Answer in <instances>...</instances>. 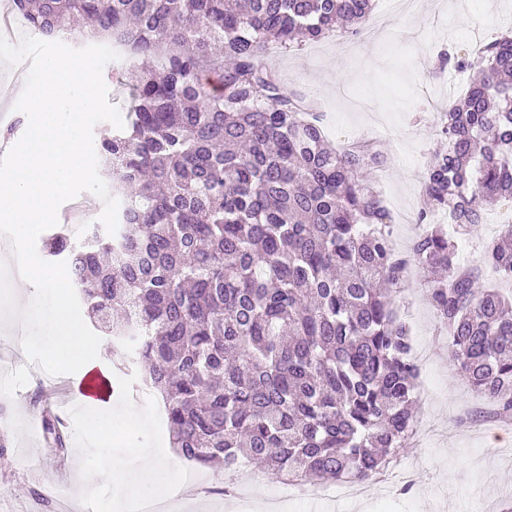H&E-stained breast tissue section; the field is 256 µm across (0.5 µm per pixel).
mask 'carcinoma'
<instances>
[{"instance_id": "carcinoma-1", "label": "carcinoma", "mask_w": 512, "mask_h": 512, "mask_svg": "<svg viewBox=\"0 0 512 512\" xmlns=\"http://www.w3.org/2000/svg\"><path fill=\"white\" fill-rule=\"evenodd\" d=\"M47 38L112 41L158 69L129 88L126 124L102 134L98 160L122 199L113 236L51 235L89 316L105 320L142 384L160 393L170 444L204 469L259 464L284 477L364 483L413 433L420 368L394 296L404 269L424 275L450 362L512 420V229L476 264L451 235L512 200V35L455 67L467 92L440 115L446 151L422 177L409 254L360 179L376 155L329 144L304 100L263 63L342 30L373 0H12ZM448 225L426 223V209ZM52 447L68 448L54 423Z\"/></svg>"}]
</instances>
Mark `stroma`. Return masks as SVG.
I'll return each instance as SVG.
<instances>
[{"label":"stroma","mask_w":512,"mask_h":512,"mask_svg":"<svg viewBox=\"0 0 512 512\" xmlns=\"http://www.w3.org/2000/svg\"><path fill=\"white\" fill-rule=\"evenodd\" d=\"M512 31V0H419L418 9L400 13L394 0H375L360 34L343 33L290 50L269 48L264 62L274 69L285 90L304 96L317 112L335 145L362 141L380 145L381 167L364 171L366 184L380 191L393 218L399 252H407L417 234L421 181L425 168L444 143L437 133L438 115L448 100L463 95L469 72L434 69L444 50L474 53ZM512 225V203L488 208L483 224L457 237L459 257H480L482 243L500 237ZM396 305L410 327L413 346L424 356L416 416L417 431L405 454L384 481L365 484L356 500H339L329 512H506L512 506V427L504 426L453 372L448 344L422 285L401 291ZM16 329L0 334V361L28 367L31 381L13 398L0 397V440L7 444L0 459V496L9 512H31L36 489L60 472L69 476V512H82L81 452L70 446L59 453L44 436L31 430L34 381L42 371L16 349ZM246 501L224 496V478L209 470L193 494H182L192 512H265L282 487L269 471L252 469Z\"/></svg>","instance_id":"1"}]
</instances>
